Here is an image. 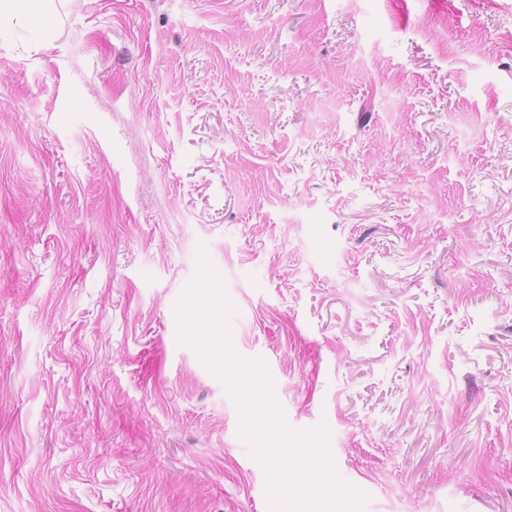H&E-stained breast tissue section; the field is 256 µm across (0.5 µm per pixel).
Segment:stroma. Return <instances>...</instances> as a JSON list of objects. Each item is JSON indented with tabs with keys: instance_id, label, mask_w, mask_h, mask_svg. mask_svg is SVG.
<instances>
[{
	"instance_id": "obj_1",
	"label": "stroma",
	"mask_w": 512,
	"mask_h": 512,
	"mask_svg": "<svg viewBox=\"0 0 512 512\" xmlns=\"http://www.w3.org/2000/svg\"><path fill=\"white\" fill-rule=\"evenodd\" d=\"M203 254L362 512H512V0L0 10V512H272Z\"/></svg>"
}]
</instances>
